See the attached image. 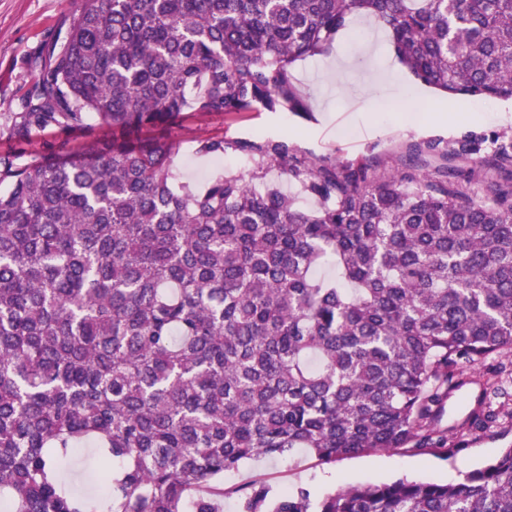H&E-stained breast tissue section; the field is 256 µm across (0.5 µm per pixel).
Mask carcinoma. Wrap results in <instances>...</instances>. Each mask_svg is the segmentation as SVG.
<instances>
[{"label": "carcinoma", "instance_id": "cac0c4a2", "mask_svg": "<svg viewBox=\"0 0 512 512\" xmlns=\"http://www.w3.org/2000/svg\"><path fill=\"white\" fill-rule=\"evenodd\" d=\"M358 14L423 84L512 100V0H81L23 127L112 138L0 165V512H221L188 490L255 457L447 451L464 371L512 354V140L464 171L430 140L341 160L207 136L196 155L249 169L173 172L184 112L308 114L291 67ZM87 441L98 511L57 476ZM241 512H512V447L458 484L259 486ZM267 180L280 186L283 190L293 194L301 208L313 210L319 206L318 200L316 198L301 193L298 186L294 184H288V178L282 175L277 169L272 168L269 170Z\"/></svg>", "mask_w": 512, "mask_h": 512}]
</instances>
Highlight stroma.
<instances>
[{
    "instance_id": "obj_1",
    "label": "stroma",
    "mask_w": 512,
    "mask_h": 512,
    "mask_svg": "<svg viewBox=\"0 0 512 512\" xmlns=\"http://www.w3.org/2000/svg\"><path fill=\"white\" fill-rule=\"evenodd\" d=\"M79 4L80 0H0L1 159L22 164L62 143L81 149L111 137V128L93 120L71 132L51 125L30 129L21 137L13 129L39 73L49 63V48L62 46ZM348 30L346 40L335 41L323 54L293 66L294 85L309 118L290 112H250L229 119L183 113L169 130L178 149L174 164L179 180L201 187L215 173L212 160L191 152V140L202 135L285 138L302 150L317 155L335 150L345 159L386 157L423 140L468 142L486 154L497 141L512 138V102L434 94L412 98L415 80L398 66L384 29L357 18ZM374 76L381 83L374 93L365 94L363 87ZM478 394V385L468 384L447 402L441 425L448 431L449 454L408 446L333 462L321 461L304 448L278 458L259 457L225 473L220 481L222 512H238L240 495L253 485L267 486L276 494L304 488L317 501L348 485L399 478L461 482L467 471L483 467L500 449L512 447V404L496 426L458 436L457 429L475 407ZM96 456V449H81L60 471L64 482L90 499L107 478L97 469Z\"/></svg>"
}]
</instances>
